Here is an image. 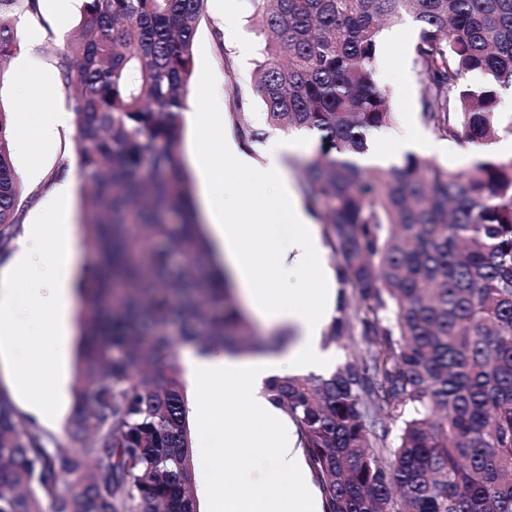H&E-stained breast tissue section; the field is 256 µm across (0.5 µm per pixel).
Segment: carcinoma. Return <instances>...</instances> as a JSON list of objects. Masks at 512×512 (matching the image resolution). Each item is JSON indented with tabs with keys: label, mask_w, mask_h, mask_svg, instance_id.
Instances as JSON below:
<instances>
[{
	"label": "carcinoma",
	"mask_w": 512,
	"mask_h": 512,
	"mask_svg": "<svg viewBox=\"0 0 512 512\" xmlns=\"http://www.w3.org/2000/svg\"><path fill=\"white\" fill-rule=\"evenodd\" d=\"M206 0H81L56 61L73 111L83 245L81 343L63 434L32 428L0 385V512H199L183 371L169 325L200 353H255L180 158ZM268 32L255 90L266 128L320 133L300 189L342 288L329 342L366 355L267 386L294 423L323 512H512V162L452 172L408 154L364 175L353 157L394 113L374 78L383 27L419 23L420 117L487 145L512 89V0H247ZM0 0V84L19 13ZM477 74L481 83L468 77ZM0 107V255L25 205ZM322 341L326 347H330L336 351L338 360L337 367L344 364L347 360L363 357L369 347L367 341L363 338V336H360L359 333L341 340L338 343L327 344L323 338Z\"/></svg>",
	"instance_id": "cac0c4a2"
}]
</instances>
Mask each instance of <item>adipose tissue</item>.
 Segmentation results:
<instances>
[{
	"label": "adipose tissue",
	"mask_w": 512,
	"mask_h": 512,
	"mask_svg": "<svg viewBox=\"0 0 512 512\" xmlns=\"http://www.w3.org/2000/svg\"><path fill=\"white\" fill-rule=\"evenodd\" d=\"M28 92L32 107L12 138L14 150L23 155L54 142L68 120L66 112L41 95L38 85H30ZM306 147L298 138L271 141L259 166L242 146L224 139L220 148L233 161L232 176L209 161L198 167V200L213 226L214 245L235 274L240 296L262 324L287 325L295 331L279 349L252 356L221 351L200 355L190 347L182 351L184 376L204 397L195 406L201 425L215 417L206 399L220 393L231 399L224 407L220 446L199 451L210 467L204 487L208 512H322L298 437L263 393L271 378L320 373L333 362L321 336L336 314V272L325 258L317 224L282 167L285 156ZM271 180L278 182L280 195L269 203L255 187ZM230 186L249 194L246 211L232 217L224 210V192ZM51 233L61 245L52 255L44 246ZM79 263L65 225L51 232L45 225L30 224L0 270V371L9 374L26 409L41 421L50 418L62 381L39 352L16 345V336L26 328L18 298L27 292L34 308L49 312L52 336L65 341L75 305L73 273ZM230 448L238 449L237 457L227 456Z\"/></svg>",
	"instance_id": "1"
}]
</instances>
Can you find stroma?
<instances>
[{
  "mask_svg": "<svg viewBox=\"0 0 512 512\" xmlns=\"http://www.w3.org/2000/svg\"><path fill=\"white\" fill-rule=\"evenodd\" d=\"M81 0H71L68 12L58 15L53 0H40V15L31 19V26L39 37L24 47L22 53L12 54L6 65L4 79L0 80V105L11 115H18L27 98L24 83L18 77L20 58H28L32 74L43 72L52 75V82L44 89L59 107H67L66 94L57 77L56 60L62 53L65 39L71 35L81 20ZM233 10L236 22L225 27L224 12ZM400 24H392L383 30L379 53L375 63V79L386 90L396 125L408 126L418 131L426 140L437 141L438 136L426 126L419 114V83L413 62L412 40L394 39V32L400 31ZM265 36L262 27L252 13L245 8L244 0H207L206 11L197 28L192 77L187 96V109L191 112H206L209 102L216 97H225L231 84H238L246 99L245 111L248 118L262 117L264 109L254 90L255 72L263 60L262 49ZM223 131L233 136L234 130L227 116L208 117L199 127H187L182 132L181 152L185 161H192L198 154L211 150L214 131ZM74 128L60 131L55 142L49 147L29 155L13 154L12 159L25 193L34 194L35 199L26 208L23 221L36 224L43 220L49 209H62L66 222L73 228H80L81 216L76 198L53 200L41 193V186L59 170L63 158L75 157ZM30 331L36 336V344L48 355L59 360V369L67 383H74L79 352V336L70 332L64 350H57L52 337L45 335L39 319H31Z\"/></svg>",
  "mask_w": 512,
  "mask_h": 512,
  "instance_id": "35a3bbf8",
  "label": "stroma"
}]
</instances>
